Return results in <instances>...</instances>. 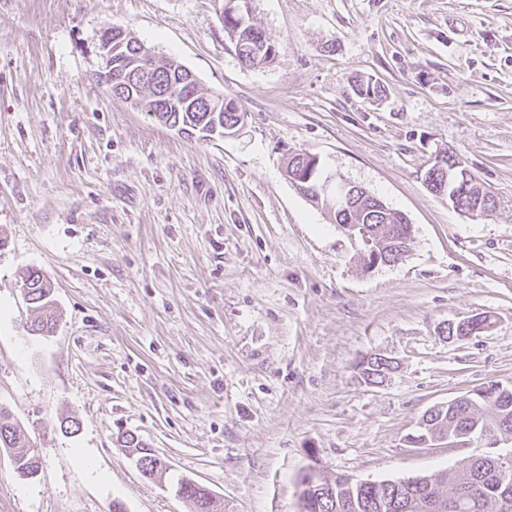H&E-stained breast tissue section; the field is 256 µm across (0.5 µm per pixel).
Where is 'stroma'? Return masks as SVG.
Listing matches in <instances>:
<instances>
[{"label": "stroma", "mask_w": 512, "mask_h": 512, "mask_svg": "<svg viewBox=\"0 0 512 512\" xmlns=\"http://www.w3.org/2000/svg\"><path fill=\"white\" fill-rule=\"evenodd\" d=\"M252 18L276 56L247 67L214 0H0V406L41 455L23 479L0 448V512H194L182 477L224 512H299L310 467L394 481L477 453L408 438L512 384V0H252ZM108 23L233 99L236 132L187 137L114 100L95 78ZM368 78L383 100L356 91ZM300 150L407 216L403 261L365 268L286 178ZM446 151L496 211L430 192ZM29 269L54 287L49 337ZM484 313L485 332L437 334ZM370 356L399 362L382 385L359 375ZM22 282L27 300L36 314L33 320L35 326L33 331L49 336L57 326V318L50 305L51 281L39 271L28 270L22 277ZM121 438L122 440L120 442L123 443V447L134 448L136 451H138L136 454V459H138L137 461L143 462V472H148L150 476H152L154 473V477H156L157 479L161 478L165 468H163V464H165L166 462L155 453H150L153 452V450L150 448L146 449L148 446L145 443H143L142 440H139L138 436H135L134 434L131 433H124L122 434ZM158 462L162 464V466L159 469L163 468V470H160L159 472L158 470H155V468L158 466Z\"/></svg>", "instance_id": "35a3bbf8"}]
</instances>
